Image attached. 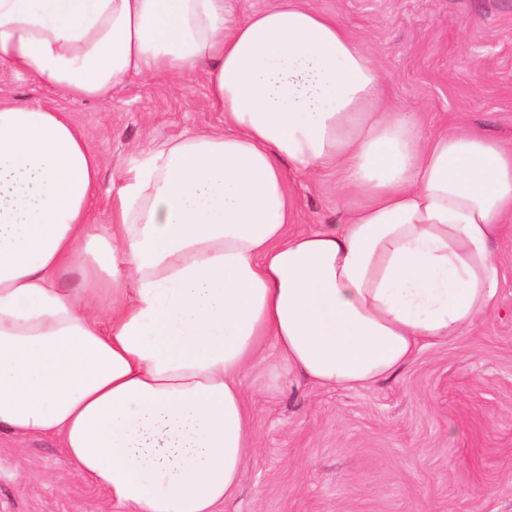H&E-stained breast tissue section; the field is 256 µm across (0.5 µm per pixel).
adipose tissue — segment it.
Segmentation results:
<instances>
[{
    "instance_id": "1",
    "label": "adipose tissue",
    "mask_w": 512,
    "mask_h": 512,
    "mask_svg": "<svg viewBox=\"0 0 512 512\" xmlns=\"http://www.w3.org/2000/svg\"><path fill=\"white\" fill-rule=\"evenodd\" d=\"M199 62L223 130L141 152L103 224L87 133L0 102V430L58 438L119 512L234 495L266 348L349 390L460 336L512 223V149L391 111L368 48L304 0H0V64L71 100ZM290 169L331 176L345 223L293 229Z\"/></svg>"
}]
</instances>
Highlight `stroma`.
Segmentation results:
<instances>
[{
    "label": "stroma",
    "mask_w": 512,
    "mask_h": 512,
    "mask_svg": "<svg viewBox=\"0 0 512 512\" xmlns=\"http://www.w3.org/2000/svg\"><path fill=\"white\" fill-rule=\"evenodd\" d=\"M374 55L393 109L424 128L482 129L512 143V0H308ZM197 69L127 78L108 104L70 101L0 65V101L66 112L112 178L152 144L222 128ZM295 226L340 224L328 176L288 173ZM494 310L448 343L422 349L395 378L327 390L252 373L256 446L236 496L217 512H512V223L493 244ZM57 439L0 432V512H101Z\"/></svg>",
    "instance_id": "obj_1"
}]
</instances>
